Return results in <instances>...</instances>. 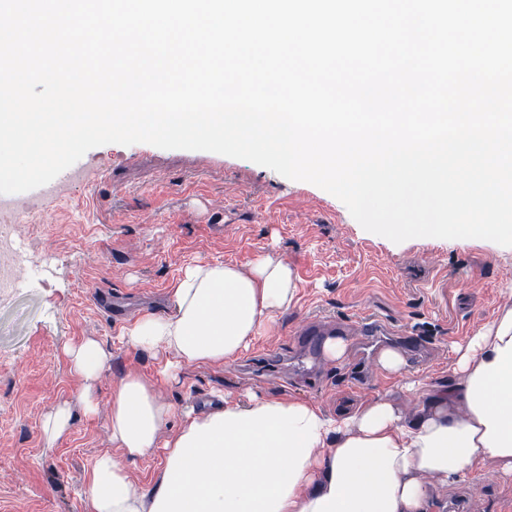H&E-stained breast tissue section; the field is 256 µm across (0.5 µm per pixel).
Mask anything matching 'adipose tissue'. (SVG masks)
<instances>
[{
  "label": "adipose tissue",
  "instance_id": "ef3b65f1",
  "mask_svg": "<svg viewBox=\"0 0 512 512\" xmlns=\"http://www.w3.org/2000/svg\"><path fill=\"white\" fill-rule=\"evenodd\" d=\"M294 290L292 269L268 256L246 272L195 262L173 283L171 310L138 315L121 338L164 345L179 362H221L248 349ZM406 386L412 410L381 398L333 415L310 400L227 395L162 443L166 408L141 377H120L111 426L123 456L95 460L86 494L93 512H435L449 485L485 466L512 477V308L456 348L447 388ZM156 450L164 476L142 500L127 465Z\"/></svg>",
  "mask_w": 512,
  "mask_h": 512
}]
</instances>
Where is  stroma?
Segmentation results:
<instances>
[{"mask_svg":"<svg viewBox=\"0 0 512 512\" xmlns=\"http://www.w3.org/2000/svg\"><path fill=\"white\" fill-rule=\"evenodd\" d=\"M91 180L73 184L44 224H14L20 255H0L22 285L0 288V512H91L85 494L95 459L122 458L112 441L111 390L137 375L171 410L158 428L173 439L181 418L228 394L312 400L325 413L384 397L410 408L408 376L441 385L455 348L512 305V247L483 239L414 238L396 244L364 230L335 196L247 160L147 143L107 144L83 157ZM295 276L289 307L237 357L160 373L164 348L123 343L112 295L135 313L170 310V288L198 261L249 270L262 256ZM370 313L401 325L425 347L405 377L381 371L376 349L354 327ZM331 316L347 342L343 362L306 359L296 333L303 319ZM101 344L106 361L93 379L77 373L67 346ZM92 394L96 412L84 413ZM58 405L72 411L55 439L41 430ZM512 480L487 472L453 485L458 512H498Z\"/></svg>","mask_w":512,"mask_h":512,"instance_id":"stroma-1","label":"stroma"}]
</instances>
